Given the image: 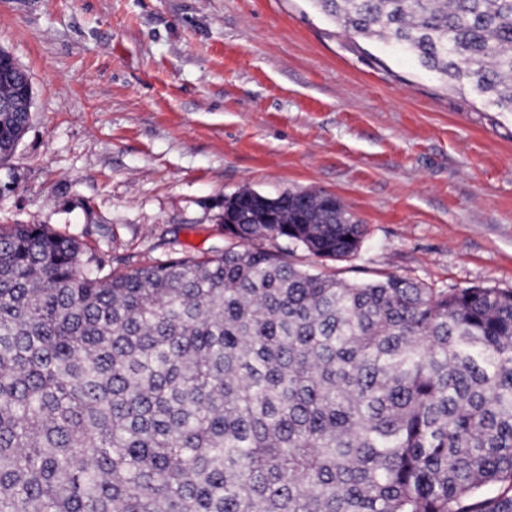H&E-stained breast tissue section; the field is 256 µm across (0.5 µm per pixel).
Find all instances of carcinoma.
<instances>
[{
    "mask_svg": "<svg viewBox=\"0 0 512 512\" xmlns=\"http://www.w3.org/2000/svg\"><path fill=\"white\" fill-rule=\"evenodd\" d=\"M512 112V0H313ZM0 50V164L32 95ZM238 250L98 276L0 230V512H512V289L312 274L363 224L333 195L224 199Z\"/></svg>",
    "mask_w": 512,
    "mask_h": 512,
    "instance_id": "carcinoma-1",
    "label": "carcinoma"
}]
</instances>
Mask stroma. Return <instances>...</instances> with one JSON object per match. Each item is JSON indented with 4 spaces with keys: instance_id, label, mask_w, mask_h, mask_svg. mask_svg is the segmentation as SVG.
Here are the masks:
<instances>
[{
    "instance_id": "35a3bbf8",
    "label": "stroma",
    "mask_w": 512,
    "mask_h": 512,
    "mask_svg": "<svg viewBox=\"0 0 512 512\" xmlns=\"http://www.w3.org/2000/svg\"><path fill=\"white\" fill-rule=\"evenodd\" d=\"M28 129L0 226L45 224L105 269L237 247L224 199L336 196L359 251L304 268L512 288V112L450 88L312 0H0Z\"/></svg>"
}]
</instances>
